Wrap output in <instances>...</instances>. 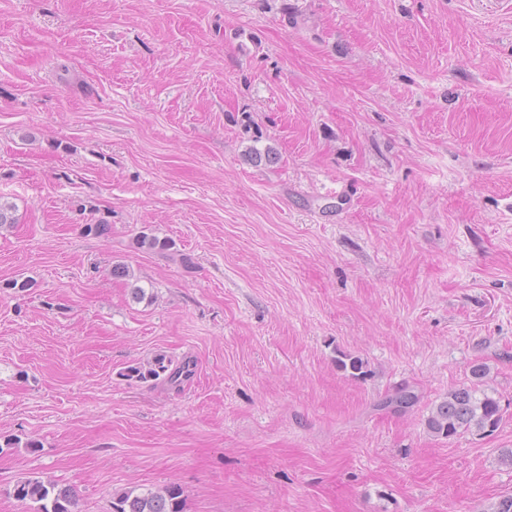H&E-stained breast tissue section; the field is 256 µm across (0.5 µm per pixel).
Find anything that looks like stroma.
Segmentation results:
<instances>
[{"mask_svg": "<svg viewBox=\"0 0 512 512\" xmlns=\"http://www.w3.org/2000/svg\"><path fill=\"white\" fill-rule=\"evenodd\" d=\"M0 197V512L29 476L77 512L171 483L185 512L512 494V0H0ZM159 353L194 375L125 378ZM476 362L500 426L431 436ZM149 229H145L140 232L137 237V245L140 249L152 252V253H167L175 248V244L168 238H159L153 233L146 232Z\"/></svg>", "mask_w": 512, "mask_h": 512, "instance_id": "stroma-1", "label": "stroma"}]
</instances>
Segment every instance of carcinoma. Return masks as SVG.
Returning <instances> with one entry per match:
<instances>
[{
    "mask_svg": "<svg viewBox=\"0 0 512 512\" xmlns=\"http://www.w3.org/2000/svg\"><path fill=\"white\" fill-rule=\"evenodd\" d=\"M247 158L255 165L271 163L276 159L271 146L260 150L250 147ZM16 206L0 200V229H7L17 223ZM140 249L152 253H167L175 248L168 238L141 231L137 237ZM344 370L354 377H363L365 363L358 357L342 355L339 360ZM190 363L177 366L164 354H157L151 360L130 366L125 376L141 382L162 380L179 385L191 378ZM471 379L448 389L435 401L425 418L429 434L437 438L454 439L464 434L492 432L502 421L498 400L486 389L488 369L482 363L470 367ZM418 400L415 392L401 389L395 397L385 400V407L412 408ZM13 495L19 501L32 504L33 512H76L77 499L73 490L59 486L50 478L29 477L16 482ZM112 512H184L183 491L175 484L153 490L140 486L130 487L112 497Z\"/></svg>",
    "mask_w": 512,
    "mask_h": 512,
    "instance_id": "obj_1",
    "label": "carcinoma"
}]
</instances>
